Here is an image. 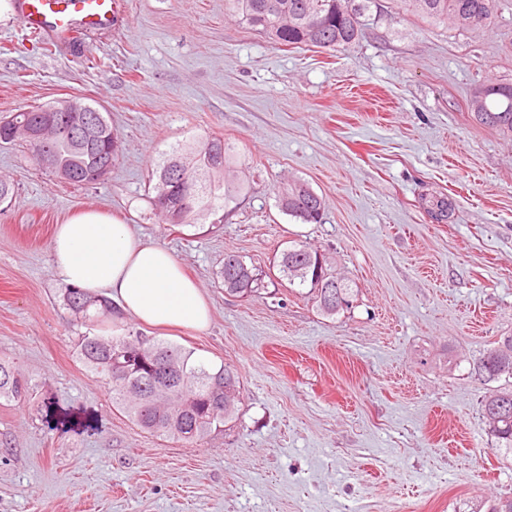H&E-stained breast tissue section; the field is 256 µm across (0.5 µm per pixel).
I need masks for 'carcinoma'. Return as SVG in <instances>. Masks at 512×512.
I'll return each instance as SVG.
<instances>
[{
	"label": "carcinoma",
	"instance_id": "obj_1",
	"mask_svg": "<svg viewBox=\"0 0 512 512\" xmlns=\"http://www.w3.org/2000/svg\"><path fill=\"white\" fill-rule=\"evenodd\" d=\"M229 9L240 24L281 46L316 47L338 50L358 40L372 21L380 0H228ZM395 13L412 14L432 23L451 21L461 29L486 27L493 18V0H391ZM470 99H480L483 111L474 114L482 124L512 135V85L487 84L476 87ZM56 102L15 113L14 120L0 122V143L14 144V125H37ZM57 131L33 151L35 158L45 153L53 158L48 173L71 185H92L90 172L116 161L118 142L112 125L98 115L97 144L91 150L71 134V113L56 112ZM192 165L188 180L182 182L175 162ZM236 148L222 136H212L186 149L174 148L158 166V181L152 198L154 209L171 224L174 205L182 206L180 224L192 225L228 207L244 194L242 179L235 178ZM278 206L285 214L304 224L320 223L324 200L308 184L291 181L278 192ZM318 252L295 243L282 252L279 273L290 284L310 285L317 307L334 316L353 307L357 293L341 277L320 268L315 272ZM224 292L248 298L263 287L262 274L244 260L219 270ZM64 305L87 332L79 337L80 355L88 368L102 375L112 392V405L148 433L186 442L203 440L236 420L240 397L228 399L224 390L211 391L214 381L224 379L241 390L238 376L230 369L213 370L191 361L192 352L145 336L127 332L105 335L94 329L118 315L112 301L90 296L74 287L63 296ZM144 352L146 364L127 357L134 349ZM172 362L179 375L172 384H151L149 367ZM482 379L505 380L481 403L482 419L496 448L512 454V335L502 336L473 362ZM31 396L28 382L16 367L0 362V399L25 400Z\"/></svg>",
	"mask_w": 512,
	"mask_h": 512
}]
</instances>
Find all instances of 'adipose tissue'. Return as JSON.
Listing matches in <instances>:
<instances>
[{
	"mask_svg": "<svg viewBox=\"0 0 512 512\" xmlns=\"http://www.w3.org/2000/svg\"><path fill=\"white\" fill-rule=\"evenodd\" d=\"M49 253L63 281L110 298L122 316L195 331L210 324L206 295L178 259L106 213L84 210L57 225Z\"/></svg>",
	"mask_w": 512,
	"mask_h": 512,
	"instance_id": "obj_1",
	"label": "adipose tissue"
}]
</instances>
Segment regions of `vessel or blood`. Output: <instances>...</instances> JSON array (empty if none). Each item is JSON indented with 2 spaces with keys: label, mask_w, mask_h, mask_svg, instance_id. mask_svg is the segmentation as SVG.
Instances as JSON below:
<instances>
[{
  "label": "vessel or blood",
  "mask_w": 512,
  "mask_h": 512,
  "mask_svg": "<svg viewBox=\"0 0 512 512\" xmlns=\"http://www.w3.org/2000/svg\"><path fill=\"white\" fill-rule=\"evenodd\" d=\"M19 6L27 30L71 41L85 30L111 26L120 0H19Z\"/></svg>",
  "instance_id": "b4317fda"
}]
</instances>
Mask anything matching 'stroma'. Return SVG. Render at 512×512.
<instances>
[{
  "instance_id": "obj_1",
  "label": "stroma",
  "mask_w": 512,
  "mask_h": 512,
  "mask_svg": "<svg viewBox=\"0 0 512 512\" xmlns=\"http://www.w3.org/2000/svg\"><path fill=\"white\" fill-rule=\"evenodd\" d=\"M115 26L48 45L0 22V116L71 94L109 117L112 171L57 182L0 147V357L34 388L0 400V512H488L512 494V454L481 417L493 383L472 360L512 334V138L480 124L471 91L512 84V0L489 28L380 13L338 51L283 47L227 0H121ZM224 136L249 179L220 224L164 223L150 203L173 146ZM301 180L323 221L283 213ZM447 198L445 220L431 218ZM95 208L169 249L212 321L174 331L113 320L192 350L241 383L237 420L196 444L151 435L79 358L81 331L48 254L55 225ZM351 281V311L322 316L276 264L291 242ZM262 271L225 294V252ZM78 424L48 423L45 402Z\"/></svg>"
}]
</instances>
